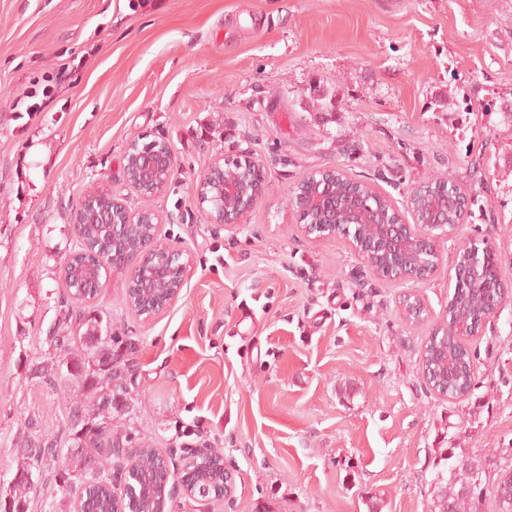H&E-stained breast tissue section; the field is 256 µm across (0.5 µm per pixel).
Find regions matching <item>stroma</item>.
Wrapping results in <instances>:
<instances>
[{
    "instance_id": "35a3bbf8",
    "label": "stroma",
    "mask_w": 512,
    "mask_h": 512,
    "mask_svg": "<svg viewBox=\"0 0 512 512\" xmlns=\"http://www.w3.org/2000/svg\"><path fill=\"white\" fill-rule=\"evenodd\" d=\"M511 103L512 0H0V492L27 437H67L77 384L35 370L60 356L72 220L101 186L164 215L187 263L156 318L132 312L122 270L84 305L126 379L112 439L160 450L175 479L213 448L233 477L223 502L178 491L166 512H431L446 448L493 483L512 466V298L469 340L464 400L430 390L421 354L461 243L512 274ZM138 138L176 159L148 200L123 172ZM245 152L265 193L245 223H210L195 184ZM325 167L402 212L424 182L471 194L437 272L378 277L347 239L301 233L287 192Z\"/></svg>"
}]
</instances>
